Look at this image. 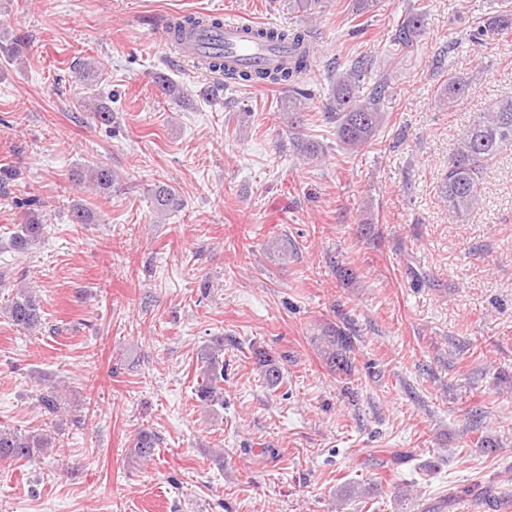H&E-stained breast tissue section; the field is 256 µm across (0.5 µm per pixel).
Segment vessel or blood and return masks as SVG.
<instances>
[{"label":"vessel or blood","instance_id":"obj_1","mask_svg":"<svg viewBox=\"0 0 512 512\" xmlns=\"http://www.w3.org/2000/svg\"><path fill=\"white\" fill-rule=\"evenodd\" d=\"M250 29V23L242 21L240 16H227L221 26L196 34L181 53L185 57L195 58L220 52L227 62L248 70L273 67L287 59V46L258 44L250 38Z\"/></svg>","mask_w":512,"mask_h":512}]
</instances>
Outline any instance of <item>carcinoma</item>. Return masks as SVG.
<instances>
[{
  "label": "carcinoma",
  "mask_w": 512,
  "mask_h": 512,
  "mask_svg": "<svg viewBox=\"0 0 512 512\" xmlns=\"http://www.w3.org/2000/svg\"><path fill=\"white\" fill-rule=\"evenodd\" d=\"M218 24V20L206 16H184L170 22V33L175 41L181 42L206 26ZM512 30V7L501 6L483 17L479 25L468 33L455 37L456 43L467 41L473 45L485 46ZM423 16L416 9L410 10L398 24L393 42L401 47L410 46L422 35ZM258 41L264 44H286L291 50L288 63L277 67L239 70L224 66V85L240 82L253 84H284L292 89L285 100L290 125L300 123L305 109V100L310 93L301 91L298 85L311 66L316 50L312 36L296 27L262 28L257 31ZM25 40L16 36L6 43H0V61L6 63L23 54ZM374 61L367 57L358 58L351 67L331 76V91L324 112L336 118V135L344 147L356 150L371 142L385 121V112L379 106L385 96L388 81L379 80L369 96L358 95L364 76L372 71ZM467 81L450 77L446 87L448 103L462 101L467 93ZM512 147V95L492 102L485 110L476 114L458 140L448 157V167L442 184V199L448 210L464 221L480 208L484 197V175L486 167L502 151ZM88 179L99 189L112 188V169L97 166L88 171ZM153 203L157 210L164 212L180 206L174 189L162 184L153 191ZM43 225L37 216H30L25 223L15 225L12 233L14 249L24 252L42 237ZM11 323L25 330H34L41 325V306L35 297L19 291L6 305ZM322 353L329 368L346 375L352 371L351 352L354 349L352 336L340 328H331L322 337ZM254 362L268 388L275 390L282 383V372L275 354L257 348L253 351ZM201 383L196 392L198 400L208 408L224 407V339H218L200 354ZM50 438L46 435H20L11 429H0V459L21 460L33 457L38 448H47ZM159 444L158 435L151 430L139 432L134 452L142 460L154 456Z\"/></svg>",
  "instance_id": "carcinoma-1"
}]
</instances>
